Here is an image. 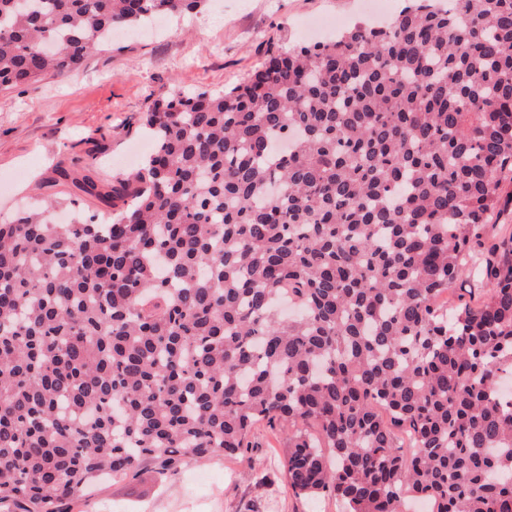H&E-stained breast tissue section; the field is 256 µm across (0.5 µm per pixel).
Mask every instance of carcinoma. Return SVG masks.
<instances>
[{"mask_svg":"<svg viewBox=\"0 0 512 512\" xmlns=\"http://www.w3.org/2000/svg\"><path fill=\"white\" fill-rule=\"evenodd\" d=\"M208 0H0V88L67 77L115 28ZM107 207L0 219V512L286 435L293 494L345 512H512V0H409L168 91ZM478 298L441 301L459 280Z\"/></svg>","mask_w":512,"mask_h":512,"instance_id":"carcinoma-1","label":"carcinoma"}]
</instances>
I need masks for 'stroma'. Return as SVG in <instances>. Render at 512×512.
Masks as SVG:
<instances>
[{"instance_id":"1","label":"stroma","mask_w":512,"mask_h":512,"mask_svg":"<svg viewBox=\"0 0 512 512\" xmlns=\"http://www.w3.org/2000/svg\"><path fill=\"white\" fill-rule=\"evenodd\" d=\"M368 9V0H209L123 32L68 77L0 90V218L43 195L60 201L66 220L98 213V200L72 201L68 183L51 184L56 168L77 172L90 160L103 182L125 177L146 141L141 116L167 90L233 87L268 53L307 42L308 24L349 26ZM251 447L245 459L218 454L164 477L147 467L103 481L71 512H339L335 500L289 491L278 430L259 424Z\"/></svg>"}]
</instances>
